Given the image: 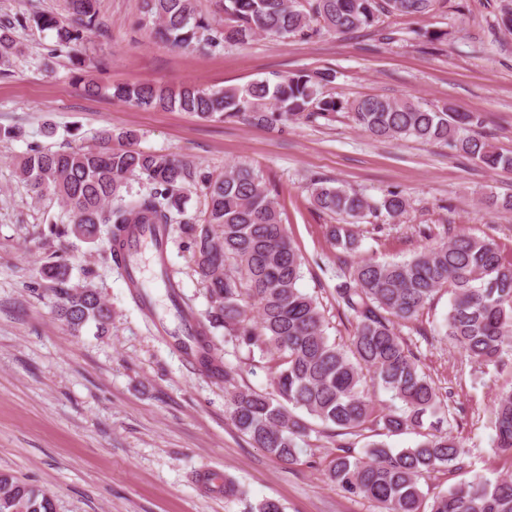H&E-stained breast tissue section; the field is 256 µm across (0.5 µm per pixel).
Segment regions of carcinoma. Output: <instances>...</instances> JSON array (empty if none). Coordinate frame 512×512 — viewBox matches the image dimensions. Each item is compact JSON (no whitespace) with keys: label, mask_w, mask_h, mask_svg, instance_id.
<instances>
[{"label":"carcinoma","mask_w":512,"mask_h":512,"mask_svg":"<svg viewBox=\"0 0 512 512\" xmlns=\"http://www.w3.org/2000/svg\"><path fill=\"white\" fill-rule=\"evenodd\" d=\"M98 0H67L71 23L60 25L47 14L32 18L41 29L56 31L50 54L84 43L96 28ZM434 0H217L224 27L214 28L198 14L194 0H143L144 19L156 36L175 47L203 50L246 44L259 36L288 39L307 35L313 22L337 33L374 25L385 13L427 15ZM15 24L0 21V63L21 53L13 37ZM75 79L84 91L131 103L143 109H177L202 119L244 117L273 129L311 118L331 121L348 115L356 126L378 139L414 138L443 143L488 170L511 169L512 156L498 150L479 132L482 117L443 103L428 108L405 98L364 95L350 100L324 92L336 79L331 69L292 73L272 84L257 80L243 87L173 90L149 84L106 86L83 73L75 58ZM126 142L112 147V139ZM133 130L102 131L93 147L52 151L28 147L18 169L22 180L41 194L50 192L73 214V223L53 225L56 235L93 240L107 227L111 261L131 268V227L149 224L162 233L161 249L175 234L191 254L194 273L204 285L209 306L206 322L191 327L179 348L212 377L230 387V419L256 447L292 463L309 426L299 409L340 430L386 434L413 431L422 437L410 448H391L372 440L362 452L336 455L327 478L345 493L367 498L381 512H512V474L478 476L425 501L420 480L458 466L463 444L441 428L448 405L434 381L401 335L400 325L417 319L435 295L448 291L450 307L444 336L470 360L490 365L512 344V256L492 239L457 235L422 248L403 260L361 258L338 275L336 305L351 317L347 347L330 340L321 304L304 292L303 257L288 237L275 196L254 170L231 166L221 176L168 155L133 147ZM143 181L142 190L126 191L127 181ZM200 186L204 209L185 217L187 187ZM312 204L339 217L328 237L347 254L359 250L354 226L375 211L395 220L408 207L401 192L389 190L376 203L361 194L319 179L310 190ZM170 296L182 320L192 311L178 300L179 283L162 265ZM40 278L55 286L57 313L76 332L92 323L99 334L112 324V309L93 282L72 284L61 261L40 268ZM237 349L276 365L273 391L258 392L236 384L231 369L214 353V335ZM390 394L392 405L375 412L368 387ZM496 447L512 454V391L493 407ZM0 512H55L52 496L0 471Z\"/></svg>","instance_id":"carcinoma-1"}]
</instances>
